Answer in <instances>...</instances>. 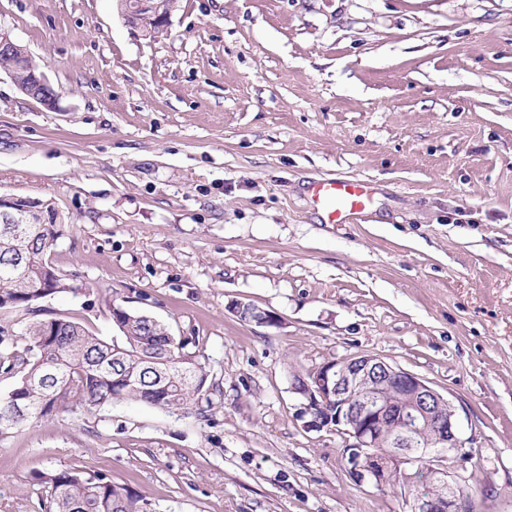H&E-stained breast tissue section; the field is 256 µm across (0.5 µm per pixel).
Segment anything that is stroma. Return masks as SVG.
<instances>
[{
	"instance_id": "35a3bbf8",
	"label": "stroma",
	"mask_w": 512,
	"mask_h": 512,
	"mask_svg": "<svg viewBox=\"0 0 512 512\" xmlns=\"http://www.w3.org/2000/svg\"><path fill=\"white\" fill-rule=\"evenodd\" d=\"M0 28L58 95L0 68V194L53 202L52 261L88 287L40 308L109 339L126 300L190 338L209 403L6 435L0 512H46L61 469L150 512H407L292 388L361 354L453 403L474 512H512V0H181L155 41L114 0H0ZM326 177L372 180V214L324 223ZM52 89L53 87L42 71L37 77H35V82L33 84H30L26 88H20L26 96L37 101L41 105L47 108H55L58 103V98L50 95V91Z\"/></svg>"
}]
</instances>
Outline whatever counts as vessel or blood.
Segmentation results:
<instances>
[{
	"mask_svg": "<svg viewBox=\"0 0 512 512\" xmlns=\"http://www.w3.org/2000/svg\"><path fill=\"white\" fill-rule=\"evenodd\" d=\"M377 189L364 180L336 178L313 182L311 201L329 224H355L371 213Z\"/></svg>",
	"mask_w": 512,
	"mask_h": 512,
	"instance_id": "obj_1",
	"label": "vessel or blood"
}]
</instances>
